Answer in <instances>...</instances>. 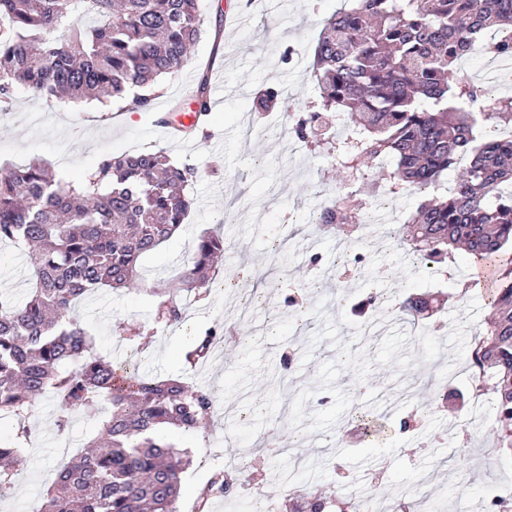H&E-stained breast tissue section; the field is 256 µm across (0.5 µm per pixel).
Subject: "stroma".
Masks as SVG:
<instances>
[{"mask_svg": "<svg viewBox=\"0 0 512 512\" xmlns=\"http://www.w3.org/2000/svg\"><path fill=\"white\" fill-rule=\"evenodd\" d=\"M344 5L345 0H271L270 11L255 15L228 51L217 38L224 6L201 0L192 62L163 82L153 110L129 115L120 107L107 110L86 100L37 103L22 89L12 106L0 111L2 168L37 159L67 178L108 156L165 150L198 170L188 188L193 205L182 229L145 257L142 279L127 289H100L76 309L102 355L115 360L133 355L139 374L203 380L223 390L228 416L214 431L180 438L191 451L182 512H195L198 491L223 472L225 460L238 457L271 426L303 460L288 480L269 455L252 454L247 490L277 501L281 512L289 510L292 486L325 496L372 492L383 503L429 495L437 499L439 512H483L492 487L512 499V460L491 450L495 412L490 403L478 406L470 399L469 352L491 311L490 293L470 278L466 257H459L440 279L409 262L398 232L422 193L412 190L394 198L379 223L366 225L365 260L341 282L345 297L354 300L364 298L377 281L390 297L388 305L374 311L376 334L368 347H360L348 307L316 295L310 300L311 324L299 328L282 303L290 291L311 281L310 255H317L323 268L335 265L336 233L312 224L310 217L330 204L337 191L347 190L353 176L324 153L296 148L277 126L279 113L252 112V102L269 84L287 90L288 107L318 98L311 55L324 18ZM288 48L293 58L281 63ZM210 60L219 66L224 97L203 132L172 147L159 136L157 120L185 109V88ZM294 210L305 221L285 263L269 272L271 242ZM207 230L223 232L224 266L236 274V284L204 299L184 294V323L132 348L121 331L150 325L155 302L150 287L177 275L196 238ZM31 267L22 246L0 243V289L25 299ZM252 288L267 302L268 313L240 322L238 341L212 363L207 378H200L185 360L186 336L224 328L240 291ZM412 294L431 300L447 326L445 334H435L426 321H407L399 303ZM289 346L300 358L288 387L277 388L279 355ZM317 392L332 394V403L312 406ZM59 416L52 395L33 405L27 460L9 495L0 499V512H38L58 469L101 426L100 417L75 414L61 428Z\"/></svg>", "mask_w": 512, "mask_h": 512, "instance_id": "1", "label": "stroma"}]
</instances>
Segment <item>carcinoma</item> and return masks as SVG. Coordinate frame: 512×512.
Listing matches in <instances>:
<instances>
[{
    "label": "carcinoma",
    "mask_w": 512,
    "mask_h": 512,
    "mask_svg": "<svg viewBox=\"0 0 512 512\" xmlns=\"http://www.w3.org/2000/svg\"><path fill=\"white\" fill-rule=\"evenodd\" d=\"M92 14V24L84 17ZM198 0H0V106L19 86L40 100L91 97L106 107L127 101L151 109L162 80L189 64L199 35ZM502 39L490 54L512 60V0H351L324 20L312 79L321 96L303 107L297 138L315 140L347 169L373 157L393 167L394 193L437 189L457 159L469 163L453 189L421 205L409 220L407 251L439 270L462 248L469 259L512 245V139H489L490 119L512 126V96L486 99L460 69L480 34ZM193 104L210 111L209 77L199 75ZM283 102L263 88L256 108ZM355 141L336 136L337 115ZM189 164L162 151L103 159L70 180L55 179L42 163L0 170V241L32 249L33 288L18 304L0 289V417L17 423L0 443V496L25 463L34 399L56 395L58 426L74 413L107 405L97 437L58 473L40 512H180L189 452L159 436L210 427L221 396L184 379L142 376L127 362L101 355L81 327L76 303L102 288H127L141 258L178 232L191 206L185 187L196 178ZM377 183L338 195L317 217L320 224H352ZM222 235L200 237L193 257L158 297L152 326H180V292H210ZM429 308L408 297L399 309L415 322ZM493 315L471 348L481 382L493 380L492 408L512 422V261L497 268ZM222 340L214 332L186 353L194 365ZM494 452L512 453V428L493 432Z\"/></svg>",
    "instance_id": "1"
}]
</instances>
